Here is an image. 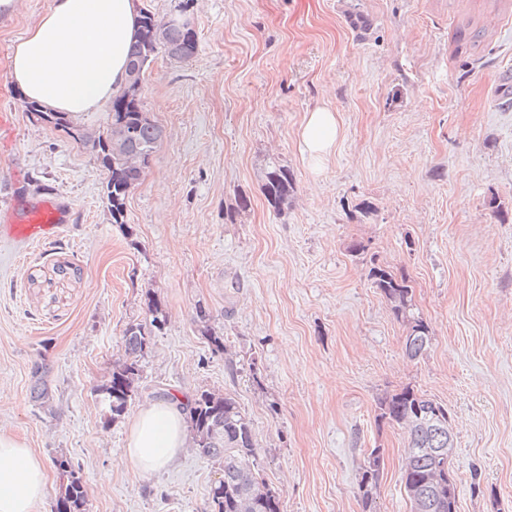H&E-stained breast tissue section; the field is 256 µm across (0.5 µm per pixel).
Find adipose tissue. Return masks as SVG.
I'll return each instance as SVG.
<instances>
[{"label": "adipose tissue", "mask_w": 512, "mask_h": 512, "mask_svg": "<svg viewBox=\"0 0 512 512\" xmlns=\"http://www.w3.org/2000/svg\"><path fill=\"white\" fill-rule=\"evenodd\" d=\"M136 0H50L18 38L10 76L23 95L53 112L79 116L104 108L127 83V48L137 32ZM340 133L335 112L305 115L301 152L313 169L332 155ZM186 441L175 402L150 400L133 417L122 463L141 473L170 465ZM46 494L43 459L16 435L0 432V512H37Z\"/></svg>", "instance_id": "ef3b65f1"}]
</instances>
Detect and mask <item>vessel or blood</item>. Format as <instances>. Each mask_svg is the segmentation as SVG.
I'll return each instance as SVG.
<instances>
[{
	"label": "vessel or blood",
	"mask_w": 512,
	"mask_h": 512,
	"mask_svg": "<svg viewBox=\"0 0 512 512\" xmlns=\"http://www.w3.org/2000/svg\"><path fill=\"white\" fill-rule=\"evenodd\" d=\"M68 222L63 208L50 197L0 211V238L29 245L57 236Z\"/></svg>",
	"instance_id": "b4317fda"
}]
</instances>
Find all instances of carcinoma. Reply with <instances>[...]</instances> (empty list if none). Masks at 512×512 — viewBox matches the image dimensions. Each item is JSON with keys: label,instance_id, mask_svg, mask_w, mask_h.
<instances>
[{"label": "carcinoma", "instance_id": "carcinoma-1", "mask_svg": "<svg viewBox=\"0 0 512 512\" xmlns=\"http://www.w3.org/2000/svg\"><path fill=\"white\" fill-rule=\"evenodd\" d=\"M166 27L165 38L156 32ZM197 33L177 25H168L149 10H139V30L129 55V68H139L138 78L112 98L108 120L100 131L92 132L78 124L66 112H51L40 104L23 100L25 111L42 122L65 133L77 144L90 148L107 171L104 196L112 212V221L124 220L129 193L141 181L154 153L160 146L164 131L146 112L141 96L145 75L159 51H176L189 61L198 53ZM262 192L268 205L280 212L295 192V179L287 166L269 162L264 172ZM369 278L377 290L390 302L395 316L407 326L405 354L411 360L424 356L431 345L429 324L416 313L412 303V284L405 273H395L384 266L372 265ZM196 319L202 325V335L217 351L224 350V336L210 325V312L198 308ZM152 331L140 324L129 325L123 334L125 354L112 366L108 383L101 388L112 419L122 416L139 379L138 358L151 344ZM48 369L38 365L32 372L30 393L42 404L50 402L47 384ZM443 408L440 403L411 387L387 394L378 400L379 418L397 425L407 434L402 483L412 512H458L456 478H448V458L431 457L424 448L448 447V426L442 431L430 426L418 412L425 406ZM193 446L219 463L224 472V489L211 488V512H281L280 498L265 479L255 471V442L251 420L229 395L203 390L181 403ZM61 471L57 501L59 512H85L86 489L80 477L65 460L57 463ZM379 470L377 458L367 454L359 491L363 512H377L376 498Z\"/></svg>", "mask_w": 512, "mask_h": 512}]
</instances>
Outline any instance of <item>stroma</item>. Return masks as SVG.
<instances>
[{
	"mask_svg": "<svg viewBox=\"0 0 512 512\" xmlns=\"http://www.w3.org/2000/svg\"><path fill=\"white\" fill-rule=\"evenodd\" d=\"M48 4L17 0L0 18V205L44 189L70 213L53 240L0 241V431L46 461L38 512H54L60 459L86 512H210L221 468L197 449L151 474L120 462L163 389L239 403L282 512H363L374 448L380 512H411L405 435L377 407L405 387L448 410L459 512H512V0H190L199 51L151 65L142 101L164 138L120 224L96 155L25 112L10 78L16 38ZM468 26L479 42L459 40ZM325 101L340 134L316 170L299 129ZM273 159L296 183L280 214L261 192ZM375 263L409 275L432 330L423 358H407ZM152 299L167 320L114 419L98 390ZM200 307L225 351L202 335ZM40 360L47 406L29 391ZM374 452L375 450H372L367 454L361 480L359 481L363 512H377L376 498L379 470L377 469V458L373 457Z\"/></svg>",
	"mask_w": 512,
	"mask_h": 512,
	"instance_id": "1",
	"label": "stroma"
}]
</instances>
